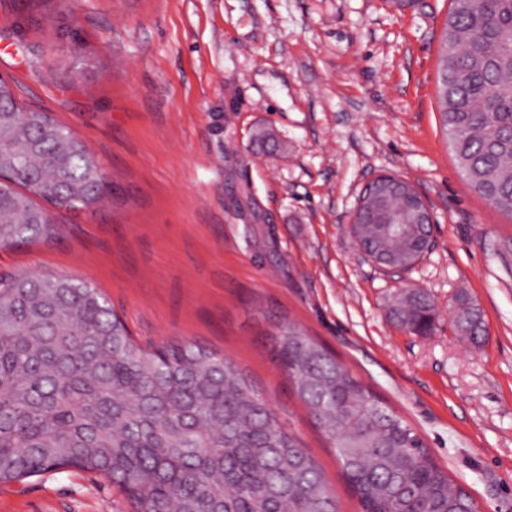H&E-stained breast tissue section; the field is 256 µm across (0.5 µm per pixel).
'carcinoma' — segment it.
I'll return each instance as SVG.
<instances>
[{"label": "carcinoma", "mask_w": 512, "mask_h": 512, "mask_svg": "<svg viewBox=\"0 0 512 512\" xmlns=\"http://www.w3.org/2000/svg\"><path fill=\"white\" fill-rule=\"evenodd\" d=\"M437 70L442 130L470 189L512 218V0H449ZM0 250L59 239L39 198L95 211L112 182L83 140L17 101L0 78ZM380 201L388 223L358 240L404 253L409 183ZM393 320L419 336L436 313L422 290L398 296ZM273 361L332 442L361 512H479L393 409L294 322L264 315ZM452 321L479 343V309ZM65 467L107 478L131 512H337L327 479L235 363L205 347L146 350L109 302L67 276L0 273V483Z\"/></svg>", "instance_id": "cac0c4a2"}]
</instances>
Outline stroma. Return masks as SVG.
Instances as JSON below:
<instances>
[{"label":"stroma","mask_w":512,"mask_h":512,"mask_svg":"<svg viewBox=\"0 0 512 512\" xmlns=\"http://www.w3.org/2000/svg\"><path fill=\"white\" fill-rule=\"evenodd\" d=\"M448 0H0V76L90 148L115 193L53 210L58 241L0 250V272L85 280L145 348L233 360L360 506L273 362L263 311L300 324L393 408L480 512H512V219L459 175L436 104ZM268 129L277 146L255 145ZM411 182L434 246L407 275L434 331L398 327L400 288L348 222L368 180ZM480 307L474 346L448 313ZM0 512H129L97 473L0 484Z\"/></svg>","instance_id":"35a3bbf8"}]
</instances>
